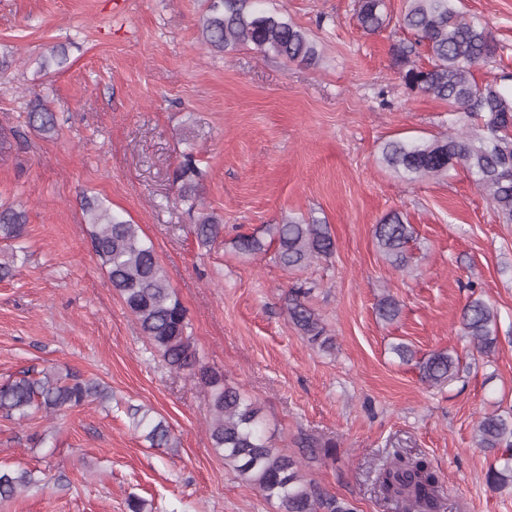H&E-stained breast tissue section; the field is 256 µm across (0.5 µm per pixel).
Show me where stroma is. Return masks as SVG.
Returning <instances> with one entry per match:
<instances>
[{"label":"stroma","instance_id":"1","mask_svg":"<svg viewBox=\"0 0 512 512\" xmlns=\"http://www.w3.org/2000/svg\"><path fill=\"white\" fill-rule=\"evenodd\" d=\"M262 5L308 32L317 64L250 45L212 52L200 26L208 0H0V49L14 57L0 84V207L28 220L22 239L0 240V263L15 269L0 281V382L45 370L112 393L104 404L0 417V467L39 480L0 499V512H130L134 496L145 512H279L225 466L207 433L206 390L168 368L113 291L90 248L86 196L139 225L202 363L258 403L274 447L308 481L357 512H402L375 485L398 450L432 462L447 512H512V486H487L490 460L475 445L483 416L512 413V224L462 167L412 182L381 160L390 139L471 124L394 66L408 0H386L391 22L376 34L360 27L359 0ZM462 9L498 44L477 80L512 73V0ZM57 44L67 65L41 72ZM37 96L55 132L29 126ZM189 150L203 173L198 206L224 226L206 247L173 181ZM393 212L413 228L401 270L373 234ZM287 216L327 224L333 255L289 272L272 253L237 252V235H264ZM300 284L334 350L310 345L289 319L286 297ZM474 292L499 313L489 356L460 331ZM386 296L400 304L392 322L376 314ZM398 343L420 357L457 353L459 379L427 386L393 353ZM131 404L164 418L175 447H150L131 427ZM304 437L335 441V458L310 455Z\"/></svg>","mask_w":512,"mask_h":512}]
</instances>
